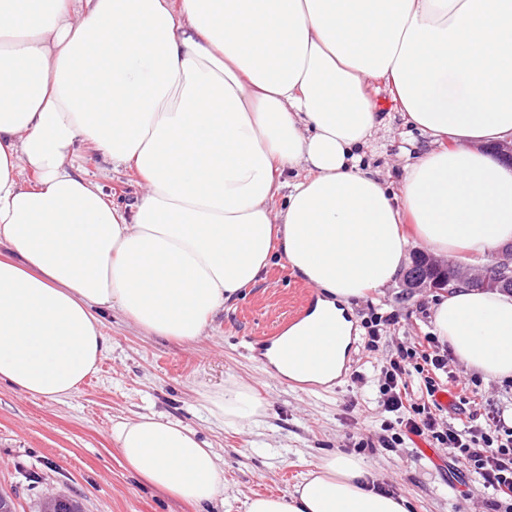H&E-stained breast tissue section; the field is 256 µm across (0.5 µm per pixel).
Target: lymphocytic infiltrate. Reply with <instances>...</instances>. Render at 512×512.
<instances>
[{
	"label": "lymphocytic infiltrate",
	"mask_w": 512,
	"mask_h": 512,
	"mask_svg": "<svg viewBox=\"0 0 512 512\" xmlns=\"http://www.w3.org/2000/svg\"><path fill=\"white\" fill-rule=\"evenodd\" d=\"M449 355L447 345L429 332L413 341L397 342L379 377L381 407L394 419L385 424L378 440L366 437L359 445L369 448L377 443L389 449L421 438L446 452L451 463L478 476L490 512L503 507L512 512V426L500 407L470 413L458 427L442 421L437 395L447 389L442 377L448 372Z\"/></svg>",
	"instance_id": "1"
}]
</instances>
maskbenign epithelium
<instances>
[{
    "label": "benign epithelium",
    "mask_w": 512,
    "mask_h": 512,
    "mask_svg": "<svg viewBox=\"0 0 512 512\" xmlns=\"http://www.w3.org/2000/svg\"><path fill=\"white\" fill-rule=\"evenodd\" d=\"M429 262L447 270V274L440 279H431L417 271L413 274L414 287L443 289L453 282H478L487 289H512V246L501 248L491 257V262L482 265L475 266L455 260L445 262L434 257L429 258Z\"/></svg>",
    "instance_id": "1"
}]
</instances>
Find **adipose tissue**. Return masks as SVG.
<instances>
[{"label":"adipose tissue","instance_id":"1","mask_svg":"<svg viewBox=\"0 0 512 512\" xmlns=\"http://www.w3.org/2000/svg\"><path fill=\"white\" fill-rule=\"evenodd\" d=\"M370 79L427 142L397 194L364 163L384 122ZM510 137L512 0H0V381L72 395L107 352L104 310L197 340L276 255L321 297L268 362L333 381L352 302L401 275L411 241L479 259L512 242V169L485 150ZM82 144L136 173L133 204L81 174ZM432 318L469 369L512 380V294L459 288ZM315 326L320 348L298 354ZM201 401L227 426L263 414L233 379ZM112 441L173 497L204 510L224 494L222 457L181 422L120 419ZM244 510L408 503L331 454Z\"/></svg>","mask_w":512,"mask_h":512}]
</instances>
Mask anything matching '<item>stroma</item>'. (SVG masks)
<instances>
[{"mask_svg":"<svg viewBox=\"0 0 512 512\" xmlns=\"http://www.w3.org/2000/svg\"><path fill=\"white\" fill-rule=\"evenodd\" d=\"M370 93L385 121L365 150V163L399 190L408 142L423 137L408 127L383 82ZM84 176L118 204H131L135 175L113 170L88 145L81 146ZM307 284L281 258L272 259L259 282L226 303L223 312L193 342L150 336L118 312L103 315L109 349L98 373L73 395L47 400L24 395L0 382V493L15 512H40L46 496L78 501L82 512H198L197 507L149 485L128 469L112 443L113 421L150 411L195 429L224 460V502L215 512H244L254 494H283L321 458H360L367 482L409 499L413 512H486L471 477L448 470L444 458L429 459L406 443L391 450L357 448L362 437H378L387 419L378 404L380 367L392 350L384 338L378 350L365 346L372 313L393 314L396 335L432 331L431 307L438 288H407L403 281L368 291L352 307L350 366L331 383H299L261 369L250 341L270 335L298 306ZM462 388L477 390L483 406L512 407V381L490 380L458 359L448 363ZM248 383L265 413L258 424L226 427L202 407L200 395L229 379Z\"/></svg>","mask_w":512,"mask_h":512,"instance_id":"1","label":"stroma"}]
</instances>
